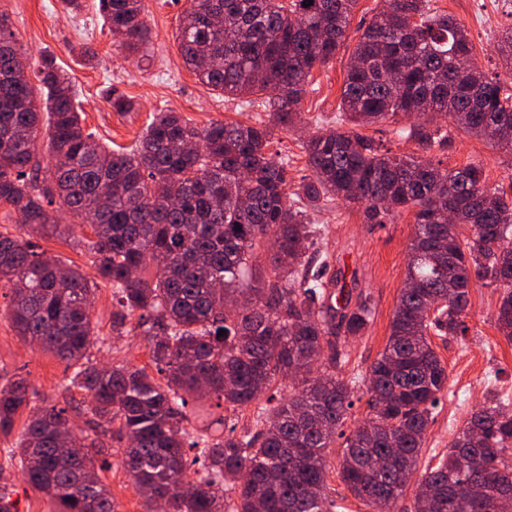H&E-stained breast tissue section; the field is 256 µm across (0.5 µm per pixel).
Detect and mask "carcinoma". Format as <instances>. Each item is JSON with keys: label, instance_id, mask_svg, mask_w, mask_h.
I'll use <instances>...</instances> for the list:
<instances>
[{"label": "carcinoma", "instance_id": "1", "mask_svg": "<svg viewBox=\"0 0 512 512\" xmlns=\"http://www.w3.org/2000/svg\"><path fill=\"white\" fill-rule=\"evenodd\" d=\"M356 2L190 0L178 28L186 66L226 97L268 95L267 119L200 130L179 112H159L128 153L84 131L71 80L52 56L17 63L18 41L0 21V207L22 217L24 232L85 247L112 285V332L131 333L137 317L161 375L89 361L93 283L32 239L0 231L11 325L74 367L68 387L85 393L97 429L94 438L69 431L66 410L34 403L24 379L0 387V432L26 415L3 453L56 512H119L92 456L108 433L147 512L160 501L164 512H331L328 448L338 438L340 480L377 512L415 474L414 512H498L512 502V411L493 392L446 456L417 472L448 392L431 335H466L472 281L504 289L494 319L512 342V198L488 188L478 165L448 170L392 155L358 132L414 114L392 133L429 152L448 140L444 113L512 148L502 133L512 130V93L475 67L467 30L431 13L429 0H387L358 28L341 95L351 128L302 141L312 178L300 190L312 206L339 198L359 206L366 224L410 211L415 225L390 334L369 371V419L344 431L357 384L342 376L344 344L365 332L370 297L330 292L338 281L326 277L329 258L311 252L322 227L288 200L287 169L270 146L298 121L313 70L348 40ZM99 9L120 47L136 52L148 41L144 0H99ZM58 202L77 223H57ZM84 226L92 237L76 235ZM279 375L293 392L274 405L262 396ZM251 406V429L224 415Z\"/></svg>", "mask_w": 512, "mask_h": 512}]
</instances>
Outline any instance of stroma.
Instances as JSON below:
<instances>
[{
	"label": "stroma",
	"mask_w": 512,
	"mask_h": 512,
	"mask_svg": "<svg viewBox=\"0 0 512 512\" xmlns=\"http://www.w3.org/2000/svg\"><path fill=\"white\" fill-rule=\"evenodd\" d=\"M188 0H145L151 39L135 55L123 51L99 11L98 0H82L76 16L64 14L60 0H0V19L15 32L25 56L52 55L66 71L77 91L82 124L102 144L131 149L154 113L179 112L200 128L215 121L253 122L264 116L263 97L253 101L226 98L199 83L187 70L176 35ZM432 9L453 16L465 27L473 44L476 66L486 76L512 82V70L498 56L496 44L512 31V0H432ZM353 41H346L333 60L315 69L301 104L300 131L277 132L271 146L288 170V188L297 190L310 180L311 171L301 146V134L337 128L344 72ZM117 90L132 100L128 112L113 110L107 99ZM431 156L452 169L470 163L484 168L487 186L512 195V151L458 129ZM312 223L323 225L318 246L327 254L331 269L352 293L370 294L372 319L362 336L345 347L344 376L366 375L382 353L405 278L413 218L405 213L392 224H367L359 208L332 201L311 212ZM501 291L482 283L470 288V330L464 337H433L432 343L448 369V393L433 412L426 441L419 453L420 466L437 464L448 443L469 414L492 390L512 402V342L497 330L493 315ZM91 321L100 338L91 358L100 362L151 367L149 349L142 337L112 333V288L102 284L91 297ZM8 299L0 295V386L25 379L40 405L65 409L77 433L90 434L93 426L85 413V395L70 391L71 375L65 362L25 343L16 336L8 315ZM16 434L0 433V489L18 499L20 512H51L49 500L24 481L17 462L6 460ZM103 477L121 512H145L144 501L124 471L117 446L105 441Z\"/></svg>",
	"instance_id": "obj_1"
}]
</instances>
